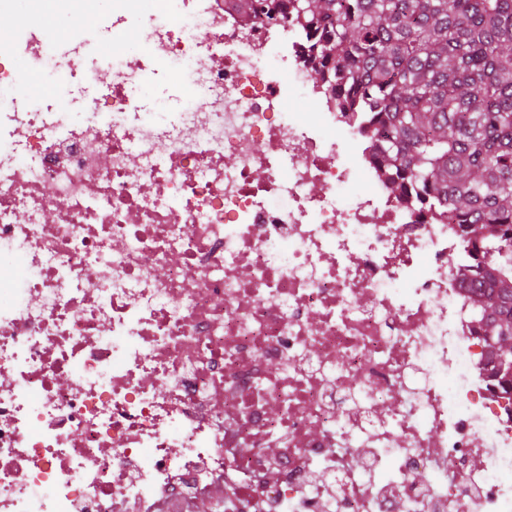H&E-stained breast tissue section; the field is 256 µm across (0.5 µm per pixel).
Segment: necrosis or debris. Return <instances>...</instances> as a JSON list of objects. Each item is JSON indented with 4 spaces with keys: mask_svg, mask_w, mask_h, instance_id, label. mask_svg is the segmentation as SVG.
<instances>
[{
    "mask_svg": "<svg viewBox=\"0 0 512 512\" xmlns=\"http://www.w3.org/2000/svg\"><path fill=\"white\" fill-rule=\"evenodd\" d=\"M0 14L21 18L0 38V512H121L231 468L266 512H512V386L489 376L457 227L391 191L294 17ZM87 18L115 71L78 120ZM186 63L200 100L132 111L150 66L180 83ZM26 72L54 104H19Z\"/></svg>",
    "mask_w": 512,
    "mask_h": 512,
    "instance_id": "necrosis-or-debris-1",
    "label": "necrosis or debris"
}]
</instances>
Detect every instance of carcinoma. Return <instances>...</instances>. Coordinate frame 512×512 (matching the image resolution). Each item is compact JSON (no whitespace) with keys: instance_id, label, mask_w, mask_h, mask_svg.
<instances>
[{"instance_id":"1","label":"carcinoma","mask_w":512,"mask_h":512,"mask_svg":"<svg viewBox=\"0 0 512 512\" xmlns=\"http://www.w3.org/2000/svg\"><path fill=\"white\" fill-rule=\"evenodd\" d=\"M274 0H234L240 18ZM314 78L374 126L392 190L445 210L495 376L512 337V0H292Z\"/></svg>"}]
</instances>
